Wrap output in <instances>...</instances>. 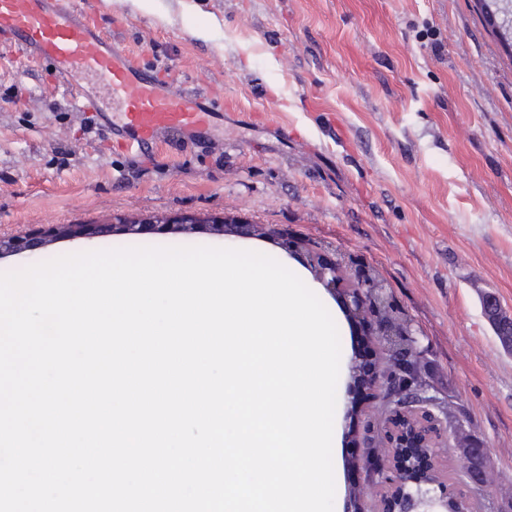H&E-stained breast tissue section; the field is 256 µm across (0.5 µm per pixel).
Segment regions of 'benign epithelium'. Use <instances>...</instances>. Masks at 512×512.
<instances>
[{"mask_svg": "<svg viewBox=\"0 0 512 512\" xmlns=\"http://www.w3.org/2000/svg\"><path fill=\"white\" fill-rule=\"evenodd\" d=\"M85 224L55 227L47 237L64 234L80 238L91 234ZM25 237H0V253L20 252L29 247ZM307 264L315 279L332 295L340 296L343 307L361 328V335L382 350L391 352L385 374L352 366L357 389L366 402L372 388L383 379L388 401L386 446L372 456L375 483L388 489L383 512H448V502L458 496L448 483L436 479V441L442 436V420L430 410L434 399L427 389L415 385L417 358L425 351L411 320L394 322L395 307L382 282L359 259L336 250L307 251ZM484 313L493 326L502 349L512 354V316L503 312L497 300L484 301ZM458 472L473 483H486L492 476L489 449L477 438L465 435L456 446Z\"/></svg>", "mask_w": 512, "mask_h": 512, "instance_id": "obj_1", "label": "benign epithelium"}]
</instances>
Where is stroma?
<instances>
[{"mask_svg": "<svg viewBox=\"0 0 512 512\" xmlns=\"http://www.w3.org/2000/svg\"><path fill=\"white\" fill-rule=\"evenodd\" d=\"M92 22L215 110L197 139L122 154L70 107L52 67L0 49V236H30L0 272L132 246L258 244L299 263L254 225L360 257L412 319L418 376L436 403L443 472L454 436L489 449L491 484H454L474 512H512V356L482 314L484 293L512 313V57L478 0H83ZM196 220L166 233L151 216ZM231 217L218 232L211 220ZM140 218L138 232L89 238L37 231ZM337 384L334 512H381L365 423L385 442V401L355 410Z\"/></svg>", "mask_w": 512, "mask_h": 512, "instance_id": "35a3bbf8", "label": "stroma"}]
</instances>
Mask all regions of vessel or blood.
I'll use <instances>...</instances> for the list:
<instances>
[{
    "instance_id": "obj_1",
    "label": "vessel or blood",
    "mask_w": 512,
    "mask_h": 512,
    "mask_svg": "<svg viewBox=\"0 0 512 512\" xmlns=\"http://www.w3.org/2000/svg\"><path fill=\"white\" fill-rule=\"evenodd\" d=\"M19 44L50 63L68 103L107 115L121 150L156 147L204 127L213 107L197 94L160 90L153 70L117 48L74 0H0V45Z\"/></svg>"
}]
</instances>
